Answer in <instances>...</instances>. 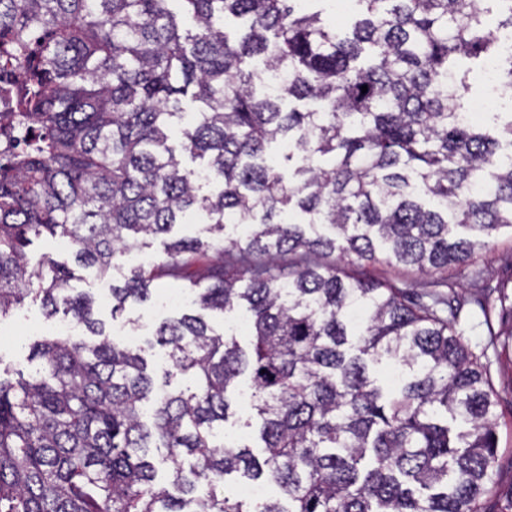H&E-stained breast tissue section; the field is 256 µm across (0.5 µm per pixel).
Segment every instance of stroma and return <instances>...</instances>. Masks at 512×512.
<instances>
[{
    "label": "stroma",
    "mask_w": 512,
    "mask_h": 512,
    "mask_svg": "<svg viewBox=\"0 0 512 512\" xmlns=\"http://www.w3.org/2000/svg\"><path fill=\"white\" fill-rule=\"evenodd\" d=\"M467 82L469 102L484 104L487 114L512 110V97L504 95L502 85L490 81L480 67L472 68ZM167 239L163 236L149 237L139 240L135 246L116 252L112 259V278L123 279L142 264L144 258L162 259ZM371 274L376 279L396 284L418 295L455 289L464 302L459 317L464 339L477 351L486 344L489 328H500L501 322L496 319L492 324H485L474 299L479 296L481 287L512 283V233L494 234L488 248L479 251L474 262L460 268L422 275L410 268L380 263L372 269ZM71 286L96 297L97 316L107 327L124 326L143 342L152 341L161 322L154 311L162 298L172 294L181 298L178 305L167 309V316L194 310L193 294L188 282L183 280H158L147 301L127 304L118 315L113 314L111 302L102 298L109 288L108 282L98 279L92 270L76 267ZM66 319V314L62 312L54 318H46L38 300L25 299L20 308L0 319V362L27 373L35 371L36 363L29 360L32 343L49 334L57 323ZM490 374L498 394L496 482L491 485L488 494V502L493 505L507 503L512 498V352L491 355Z\"/></svg>",
    "instance_id": "35a3bbf8"
}]
</instances>
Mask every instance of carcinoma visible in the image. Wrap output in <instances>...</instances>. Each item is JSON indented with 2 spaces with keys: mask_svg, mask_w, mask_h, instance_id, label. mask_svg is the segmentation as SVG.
Listing matches in <instances>:
<instances>
[{
  "mask_svg": "<svg viewBox=\"0 0 512 512\" xmlns=\"http://www.w3.org/2000/svg\"><path fill=\"white\" fill-rule=\"evenodd\" d=\"M354 2L344 33L299 0H0V53L21 64L0 69L16 103L0 112L15 147L0 157V319L33 297L82 330L37 342L27 378L0 369V512H494L486 351L464 342L454 293L416 302L369 268L464 266L512 229V112L462 120L456 69L502 54L512 0ZM228 15L246 30L230 36ZM277 69L288 83L257 96ZM187 97L200 110L180 147L219 180L207 194L170 144ZM287 99L310 107L285 111ZM276 141L300 160L286 176L265 158ZM192 213L232 261L199 269L214 244L177 239L112 285V314L186 279L204 311L247 305L249 351L201 314L175 316L156 332L166 377L195 390L159 394L147 350L114 339L70 288L74 271L30 246L64 238L105 276L129 239ZM229 224L244 235L224 237ZM334 252L339 265L314 260ZM495 302L511 323L489 330L497 353L512 345V295L500 287ZM243 375L259 456L210 439ZM152 448L167 449V485ZM232 474L278 497L230 496Z\"/></svg>",
  "mask_w": 512,
  "mask_h": 512,
  "instance_id": "obj_1",
  "label": "carcinoma"
}]
</instances>
